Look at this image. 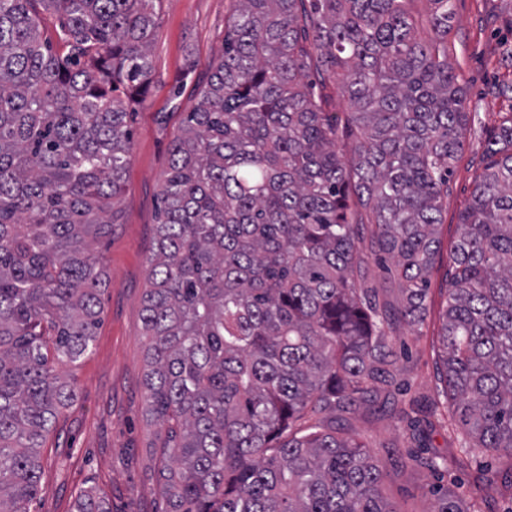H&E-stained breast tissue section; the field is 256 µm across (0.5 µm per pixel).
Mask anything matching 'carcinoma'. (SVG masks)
I'll return each mask as SVG.
<instances>
[{"mask_svg":"<svg viewBox=\"0 0 512 512\" xmlns=\"http://www.w3.org/2000/svg\"><path fill=\"white\" fill-rule=\"evenodd\" d=\"M224 50L170 145L142 330L167 512H397L381 467L322 417L390 385L386 328L417 324L468 122L451 0H233ZM159 0H0V512H29L77 396L119 223L127 107ZM59 19L60 56L39 13ZM346 95L336 146L329 84ZM375 226L378 250L361 246ZM440 334L470 441L512 458V117L459 216ZM392 259L405 303L362 270ZM478 481L512 497V470ZM75 512H110L92 490ZM431 512H481L447 489ZM335 88L331 84L328 86L327 92L328 94L333 96V100L329 106V112H336L339 118V121L342 123L343 127V137L338 142V148L345 150L347 153H350L352 145H353V139L347 136L346 129H345V120L347 116V112H350V107L348 102L343 98L341 95H338L335 93Z\"/></svg>","mask_w":512,"mask_h":512,"instance_id":"carcinoma-1","label":"carcinoma"}]
</instances>
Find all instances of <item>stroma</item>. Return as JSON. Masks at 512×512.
Instances as JSON below:
<instances>
[{
	"mask_svg": "<svg viewBox=\"0 0 512 512\" xmlns=\"http://www.w3.org/2000/svg\"><path fill=\"white\" fill-rule=\"evenodd\" d=\"M231 0H160L147 93L130 120V162L119 198V224L96 245L108 286L89 354L75 369L77 397L58 417L40 450L37 500L30 512H72L76 495L92 489L111 512H166L157 482L156 425L146 413L142 308L148 258L158 222L160 184L169 147L203 88L201 79L224 48ZM448 59L466 92L469 121L453 166L437 228L440 248L427 291L423 323H396L387 343L395 353L390 400L376 399L326 419L379 461L383 493L396 512H430L437 493L472 492L479 473L505 459L475 450L466 468L434 470L426 459L455 453L460 424L436 422L430 408L444 402L440 332L458 239V217L488 161V145L512 113V0H453Z\"/></svg>",
	"mask_w": 512,
	"mask_h": 512,
	"instance_id": "35a3bbf8",
	"label": "stroma"
}]
</instances>
